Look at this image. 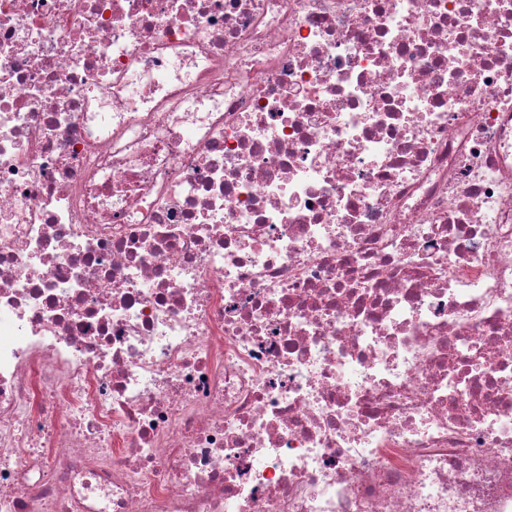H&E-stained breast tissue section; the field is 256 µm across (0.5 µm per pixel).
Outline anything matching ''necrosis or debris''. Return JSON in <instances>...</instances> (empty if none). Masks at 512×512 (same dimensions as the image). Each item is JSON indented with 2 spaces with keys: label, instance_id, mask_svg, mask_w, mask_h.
Returning <instances> with one entry per match:
<instances>
[{
  "label": "necrosis or debris",
  "instance_id": "4bbe7bcc",
  "mask_svg": "<svg viewBox=\"0 0 512 512\" xmlns=\"http://www.w3.org/2000/svg\"><path fill=\"white\" fill-rule=\"evenodd\" d=\"M0 512H512V0H0Z\"/></svg>",
  "mask_w": 512,
  "mask_h": 512
}]
</instances>
